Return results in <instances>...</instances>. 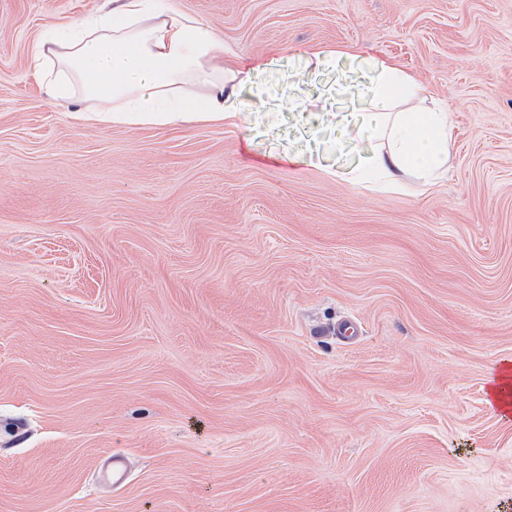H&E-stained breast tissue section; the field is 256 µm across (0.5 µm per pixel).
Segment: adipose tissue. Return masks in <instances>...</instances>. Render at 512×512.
<instances>
[{
  "mask_svg": "<svg viewBox=\"0 0 512 512\" xmlns=\"http://www.w3.org/2000/svg\"><path fill=\"white\" fill-rule=\"evenodd\" d=\"M34 60L55 69L50 94L80 99L88 119L119 126L165 127L198 122L237 124L240 92L258 69L224 52L212 26L164 0H108L101 10L41 32ZM413 78L383 61L372 63L367 107L338 116L364 143L346 179L364 189L401 187L411 177L439 184L448 170V113L403 110ZM489 413L512 420V358L486 373Z\"/></svg>",
  "mask_w": 512,
  "mask_h": 512,
  "instance_id": "1",
  "label": "adipose tissue"
}]
</instances>
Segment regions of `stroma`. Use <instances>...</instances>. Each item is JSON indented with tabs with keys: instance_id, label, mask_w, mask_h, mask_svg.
I'll return each mask as SVG.
<instances>
[{
	"instance_id": "obj_1",
	"label": "stroma",
	"mask_w": 512,
	"mask_h": 512,
	"mask_svg": "<svg viewBox=\"0 0 512 512\" xmlns=\"http://www.w3.org/2000/svg\"><path fill=\"white\" fill-rule=\"evenodd\" d=\"M169 2L266 62L249 122L78 119L32 46L104 0H0V512H512V0ZM371 57L442 184L343 178ZM512 358H502L487 369V410L497 419L509 422L512 414ZM128 469L123 456L112 455L106 459L101 469L102 479L112 487H122L128 480Z\"/></svg>"
}]
</instances>
